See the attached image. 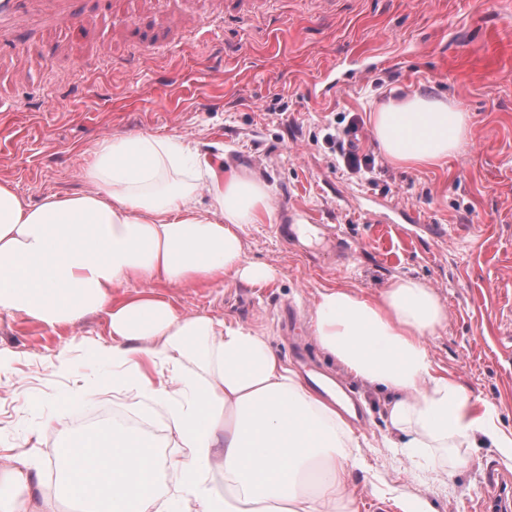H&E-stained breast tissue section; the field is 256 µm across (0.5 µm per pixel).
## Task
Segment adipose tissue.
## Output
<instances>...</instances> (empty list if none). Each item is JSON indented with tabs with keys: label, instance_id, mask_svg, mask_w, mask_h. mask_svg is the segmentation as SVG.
<instances>
[{
	"label": "adipose tissue",
	"instance_id": "ef3b65f1",
	"mask_svg": "<svg viewBox=\"0 0 512 512\" xmlns=\"http://www.w3.org/2000/svg\"><path fill=\"white\" fill-rule=\"evenodd\" d=\"M371 124L399 166L437 165L470 136L467 112L420 95L389 100ZM84 175L89 191L35 205L0 181V313L50 326L104 315L112 343L96 357L133 404L164 417L168 437L116 425L74 436L57 415L66 436L57 492L34 504L20 455L0 453V512H59L65 499L75 512H352L358 438L262 332L151 295L112 296L155 279L272 281L271 267L247 260L242 237L269 215V186L219 161H187L176 139L151 134L100 142ZM446 318L435 290L412 278L376 296L322 288L313 338L346 374L388 394L386 447L433 459L482 445L512 455V434L492 411L433 366L427 339ZM167 442L175 455L162 454Z\"/></svg>",
	"mask_w": 512,
	"mask_h": 512
}]
</instances>
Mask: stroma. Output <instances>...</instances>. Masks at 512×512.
Listing matches in <instances>:
<instances>
[{
    "label": "stroma",
    "mask_w": 512,
    "mask_h": 512,
    "mask_svg": "<svg viewBox=\"0 0 512 512\" xmlns=\"http://www.w3.org/2000/svg\"><path fill=\"white\" fill-rule=\"evenodd\" d=\"M277 21H229L223 29L169 41L157 18L134 12L124 37L111 14L90 33L53 34L43 47L20 48L36 58L26 82L13 87L19 107L0 111V181L29 202L89 190L85 153L130 133L173 137L193 151L222 158L225 169L264 180L271 213L243 234L247 259L272 267L264 286L227 279L192 287L161 280L133 283L178 309L204 311L261 330L272 350L292 363L290 344L315 359L316 292L324 287L380 293L393 278L425 282L439 295L447 320L428 340L437 372L489 406L512 429V0H344L335 19L314 14L310 0H279ZM157 44L146 62L128 64L126 45ZM109 45L112 56L93 51ZM416 93L460 104L470 116L462 149L434 167H397L381 155L371 115L389 99ZM356 124L358 154L374 156L364 178L331 167L327 124ZM416 213L418 223L408 222ZM304 221L337 227L345 258L285 244L277 228ZM84 336L111 343L104 316L49 326L0 315V449L24 443L22 468L40 497L56 479L63 442L50 422L88 405H126L112 389V370ZM71 372L57 374L58 355ZM366 419L356 428L363 468L349 494L355 512L388 506L395 491L426 492L436 512H478L490 468L512 472L496 448H461L452 482L430 487V461L413 465L383 448L385 393L358 380Z\"/></svg>",
    "instance_id": "1"
}]
</instances>
